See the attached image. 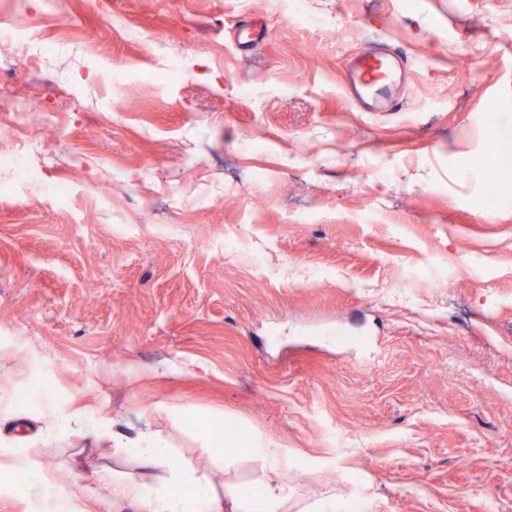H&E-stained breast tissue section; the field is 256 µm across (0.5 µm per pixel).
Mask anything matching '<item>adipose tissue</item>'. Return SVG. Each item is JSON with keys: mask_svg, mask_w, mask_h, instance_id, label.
Returning <instances> with one entry per match:
<instances>
[{"mask_svg": "<svg viewBox=\"0 0 512 512\" xmlns=\"http://www.w3.org/2000/svg\"><path fill=\"white\" fill-rule=\"evenodd\" d=\"M62 430L95 437L109 447L113 456L135 462L141 476L137 479L116 478L110 487L113 503L135 501L145 504L147 512H288L293 488L284 479L288 457L273 446L255 448L263 477L262 488L251 492L239 486L217 493L210 471L192 461L180 465L170 462L169 444L154 433L137 437L111 429L107 421L61 418Z\"/></svg>", "mask_w": 512, "mask_h": 512, "instance_id": "obj_1", "label": "adipose tissue"}]
</instances>
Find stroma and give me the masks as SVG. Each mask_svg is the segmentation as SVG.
Segmentation results:
<instances>
[{
    "label": "stroma",
    "instance_id": "obj_1",
    "mask_svg": "<svg viewBox=\"0 0 512 512\" xmlns=\"http://www.w3.org/2000/svg\"><path fill=\"white\" fill-rule=\"evenodd\" d=\"M308 9L65 0L64 28L40 0L0 9V26L95 47L62 58L74 86L30 60L19 90L57 113L32 164L68 193L0 167V512H44L22 470L61 499L136 470L57 430L45 398L164 435L219 488H257L266 441L336 512H512V168L490 213L470 174L490 141L512 151V0ZM382 46L409 86L371 115L344 67ZM366 325L368 359L325 337ZM227 420L243 434L219 461L200 436Z\"/></svg>",
    "mask_w": 512,
    "mask_h": 512
}]
</instances>
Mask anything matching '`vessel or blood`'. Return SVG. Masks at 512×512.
I'll use <instances>...</instances> for the list:
<instances>
[{"label":"vessel or blood","instance_id":"obj_1","mask_svg":"<svg viewBox=\"0 0 512 512\" xmlns=\"http://www.w3.org/2000/svg\"><path fill=\"white\" fill-rule=\"evenodd\" d=\"M407 65V57L400 53L358 54L346 64V91L362 111H397L404 97Z\"/></svg>","mask_w":512,"mask_h":512}]
</instances>
